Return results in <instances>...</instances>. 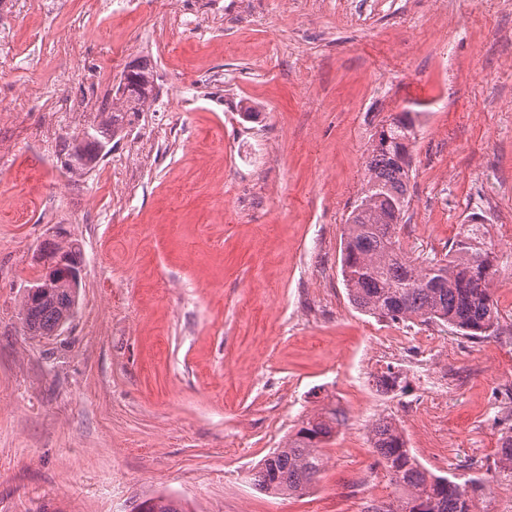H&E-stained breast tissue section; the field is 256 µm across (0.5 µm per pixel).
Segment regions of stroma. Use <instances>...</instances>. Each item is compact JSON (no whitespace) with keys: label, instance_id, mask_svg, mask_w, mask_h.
<instances>
[{"label":"stroma","instance_id":"35a3bbf8","mask_svg":"<svg viewBox=\"0 0 512 512\" xmlns=\"http://www.w3.org/2000/svg\"><path fill=\"white\" fill-rule=\"evenodd\" d=\"M107 2L17 14L21 55L0 70V512H134L158 495L192 512H366L397 496L368 441L380 417L430 471L482 479L475 512H507L512 478L485 477L503 435L492 387L512 378V7L212 0L201 37L178 24L192 0ZM138 57L173 101L128 113L98 166L68 174L64 138L89 129ZM64 66L110 79L49 86L40 111H21L25 88ZM408 109L419 126L399 244L445 257L482 215L495 336L348 301L342 234L367 149ZM71 240L75 314L58 335H27L19 307L41 252ZM389 333L448 370L445 417L412 413L424 397L410 376L373 398L386 366L371 346ZM327 404L345 423L313 487L257 491L249 472ZM360 474L362 496L341 495Z\"/></svg>","mask_w":512,"mask_h":512}]
</instances>
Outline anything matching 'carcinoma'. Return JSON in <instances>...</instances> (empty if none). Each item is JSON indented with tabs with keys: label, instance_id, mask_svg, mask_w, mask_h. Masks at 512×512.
Segmentation results:
<instances>
[{
	"label": "carcinoma",
	"instance_id": "cac0c4a2",
	"mask_svg": "<svg viewBox=\"0 0 512 512\" xmlns=\"http://www.w3.org/2000/svg\"><path fill=\"white\" fill-rule=\"evenodd\" d=\"M137 79L120 82L112 103L100 108L101 120L90 126L91 136L68 142L64 166L83 175L106 155L105 149L123 128L127 112H143L154 101V70L146 60L135 61ZM417 113L405 111L381 126L367 150L364 184L345 225L341 274L355 309L378 319L403 323L417 320L442 322L473 338L496 334L499 312L492 283L496 254L484 242L485 225L471 217L461 225L448 252V260L427 257L421 261L398 246L397 224L409 204L407 186L411 167L410 145L416 136ZM66 254L82 260L78 243L55 244L43 250L50 261ZM79 294L60 285L36 302L23 296L21 315L30 336L57 323L75 310ZM345 424L335 408L301 421L282 448L267 455L252 473L255 487L273 495L302 493L310 489L325 466L322 448ZM377 464L389 474L400 492L397 505L387 512H474L478 480L439 476L423 466L407 448L398 425L376 419L369 429ZM494 473L512 476V435L501 437ZM149 512H188L182 502L159 495L146 499Z\"/></svg>",
	"mask_w": 512,
	"mask_h": 512
}]
</instances>
